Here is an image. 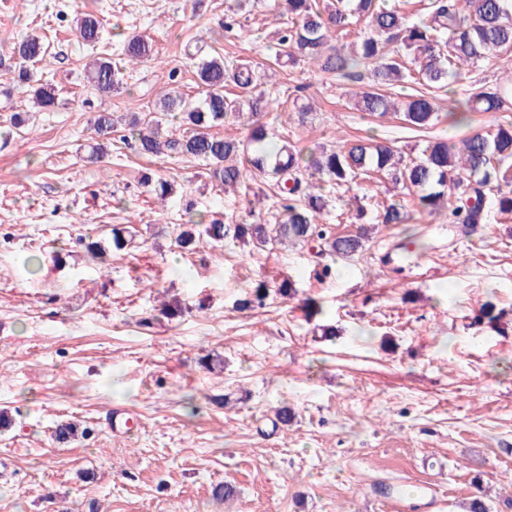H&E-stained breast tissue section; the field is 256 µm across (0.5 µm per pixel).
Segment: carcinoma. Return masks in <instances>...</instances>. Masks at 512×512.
I'll return each instance as SVG.
<instances>
[{"label":"carcinoma","instance_id":"carcinoma-1","mask_svg":"<svg viewBox=\"0 0 512 512\" xmlns=\"http://www.w3.org/2000/svg\"><path fill=\"white\" fill-rule=\"evenodd\" d=\"M288 26L278 31L276 59L314 64L325 73L349 78L353 71L368 70L373 88L352 93L358 110L383 117L392 107L384 87L414 79L419 84L448 91L462 76V69L478 62H491L494 53L512 48V0H429L426 15L412 21L386 0H285ZM364 29L345 43L333 42V36L359 21ZM81 40L96 43L101 39L102 24L93 14L84 15L77 27ZM48 46L43 37L31 33L16 47L17 66L13 80L33 88V103L49 109L57 103L53 85L44 83L30 65L44 59ZM153 46L142 35L133 34L123 45V58H96L87 71V82L100 94H110L123 85L127 63H144L152 59ZM194 61L200 88L198 96L177 90L163 94L155 108L132 119L122 142H134L139 153L151 156L177 154L204 161L211 166L213 177L226 187L245 184L247 175L270 177L276 181L280 197L278 223L226 224L214 219L208 224L188 219L179 225L177 247L187 250L196 243V227L213 242L228 235L250 236L257 244L308 243L314 238L324 241L327 251L349 260L364 246V233L334 237L319 228L318 217L328 207L324 187L340 188L355 179L373 174L390 177L397 185L416 192L415 209L392 202L376 216L380 224H407L415 216L432 215L444 208L456 224H487L491 212L512 213V120L497 124L494 131L476 132L462 141L458 152L446 140L428 144L422 156L404 162L388 143L367 137L324 149L313 158L283 141L272 145L261 117L270 111L271 102L253 95L261 80L260 66L252 61L226 62L224 57L202 53V48L188 51ZM512 102V75L489 88L477 87L461 105L451 104L441 112L436 98L420 92L406 98L403 120L416 130L429 128L439 116H450L458 123L468 120L472 112H503ZM171 117L185 128L179 137L161 132L162 119ZM248 118L250 134L244 141L226 139L212 132L223 124ZM97 141L90 146L89 158L99 161L107 155L112 133L117 125L110 112L93 118ZM146 191L163 201L171 193V184L160 178L144 177ZM290 296L293 283L282 282L276 289L259 283L248 296L234 302L239 310L266 305L271 292ZM79 425L60 423L55 440L68 444L78 435Z\"/></svg>","mask_w":512,"mask_h":512}]
</instances>
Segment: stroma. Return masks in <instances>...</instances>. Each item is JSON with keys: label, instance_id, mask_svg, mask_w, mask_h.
<instances>
[{"label": "stroma", "instance_id": "35a3bbf8", "mask_svg": "<svg viewBox=\"0 0 512 512\" xmlns=\"http://www.w3.org/2000/svg\"><path fill=\"white\" fill-rule=\"evenodd\" d=\"M224 0H0V63L37 32L48 45L35 66L58 90L55 111H34L28 86L0 75V512H392L383 490L435 484L440 512H512V215L494 216L469 239L447 216L372 224L349 261L307 245L268 248L233 237L181 253L174 238L187 211L230 224H273L272 182L263 198L224 191L204 162L144 157L113 141L104 162L85 160L93 115L141 112L176 87L197 91L187 45L204 39L232 61L274 59L286 21L266 0L224 28ZM95 14L103 40L78 42V18ZM151 39L155 61L127 68L121 92L85 80L94 58H118L131 33ZM346 80L301 63L261 86L277 100L270 140L315 153L337 141L386 139L402 157L430 141L459 143L495 125L474 113L423 131L395 115L358 111ZM311 102L299 118L296 103ZM30 115L12 128L10 117ZM175 186L159 203L143 176ZM412 204L389 180L356 179L333 190L320 221L353 234L357 212ZM133 242L111 247L112 230ZM109 249L92 261L82 240ZM293 281L294 295L239 311L255 280ZM323 311L308 316L304 300ZM205 300L204 311L194 308ZM180 301L167 320L162 302ZM504 319L477 323L484 302ZM211 355L223 370L201 362ZM288 406L290 425H275ZM121 406L127 436L102 420ZM75 421L69 444L53 430ZM236 495L221 501L216 484Z\"/></svg>", "mask_w": 512, "mask_h": 512}]
</instances>
